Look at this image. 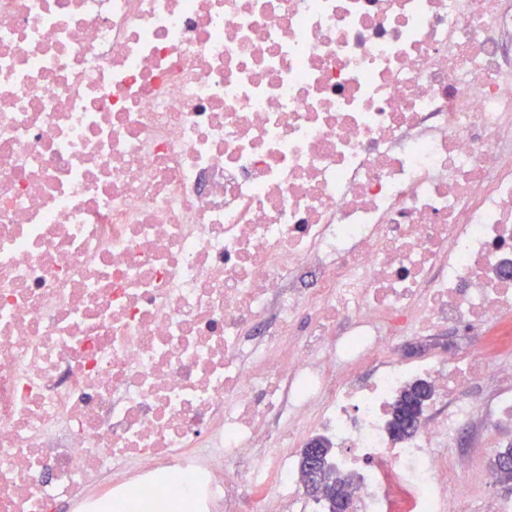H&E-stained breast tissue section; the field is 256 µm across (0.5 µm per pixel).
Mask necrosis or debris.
<instances>
[{"label": "necrosis or debris", "instance_id": "obj_1", "mask_svg": "<svg viewBox=\"0 0 512 512\" xmlns=\"http://www.w3.org/2000/svg\"><path fill=\"white\" fill-rule=\"evenodd\" d=\"M506 312L512 0H0V512H512ZM480 337L487 352L497 354L510 349L512 353V313L504 315L499 323L488 326L485 336ZM464 343L453 328H442L435 336L409 338L402 345V356L408 359L418 358L432 351L448 348H460ZM425 384L426 383H424V382H416L415 384L408 387L406 390L403 391L400 398L397 400L395 405L392 407V410L390 412L389 425H390L391 434L394 439H396V440L404 439L413 433L412 431H408L406 433L399 431L400 423H401V419H402L400 416V412L402 411V409L404 407H406L404 401L406 399L411 398V399H414L417 402H419V404H420L419 410L422 413V411L427 403L426 401L429 398V397H426L423 400L418 401L419 397L421 396V387ZM511 440L512 435L510 431V434H506L503 437V445H507ZM508 455H512V443H510L504 450L497 452L495 456L482 457L475 462L474 467L480 480L479 489L486 485H490L497 492L512 496V469L504 470L501 467L502 457H504L503 461L506 464L512 465V459L510 457H505ZM490 463L492 474L496 480L492 477ZM319 437L316 434H308L305 438L304 444L308 442L310 439ZM309 448H317L322 454L327 458L328 463L330 464V457L332 448H330L328 442L323 438H316L309 441L304 448H297V460L300 451L299 457V468L301 470L302 475L305 473V467L307 462V453ZM331 466V464H330ZM327 479L330 480L329 483L323 484V482H319L318 484H313L311 486L305 485L307 493L314 497L317 500L324 501V506L326 512H338L336 510V494L333 495L332 490L330 489L333 486L336 493L343 492L344 488L351 485V481L348 477L343 476L341 474L336 473L335 476L332 475V466L327 470Z\"/></svg>", "mask_w": 512, "mask_h": 512}]
</instances>
